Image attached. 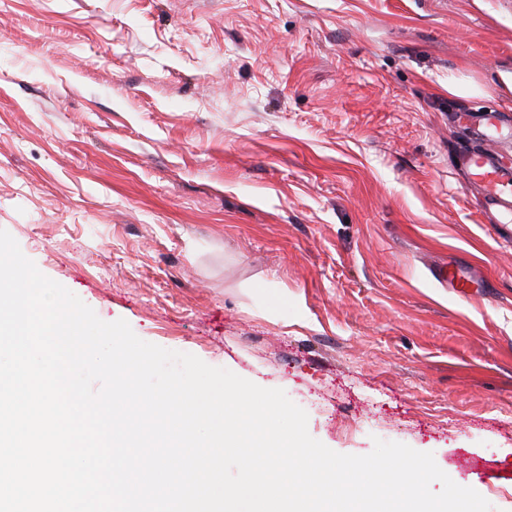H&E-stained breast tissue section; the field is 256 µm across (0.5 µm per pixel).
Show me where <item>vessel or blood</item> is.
<instances>
[{
    "instance_id": "obj_1",
    "label": "vessel or blood",
    "mask_w": 512,
    "mask_h": 512,
    "mask_svg": "<svg viewBox=\"0 0 512 512\" xmlns=\"http://www.w3.org/2000/svg\"><path fill=\"white\" fill-rule=\"evenodd\" d=\"M511 138L512 128L503 124L498 113H481L472 143L459 156L469 187L477 190L485 212L498 224L512 223V165L500 160L494 145ZM437 278L466 297L475 296L482 281L475 268L459 266L441 268Z\"/></svg>"
}]
</instances>
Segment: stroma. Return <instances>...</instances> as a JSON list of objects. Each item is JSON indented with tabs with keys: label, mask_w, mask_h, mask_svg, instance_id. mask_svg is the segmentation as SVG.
Returning <instances> with one entry per match:
<instances>
[{
	"label": "stroma",
	"mask_w": 512,
	"mask_h": 512,
	"mask_svg": "<svg viewBox=\"0 0 512 512\" xmlns=\"http://www.w3.org/2000/svg\"><path fill=\"white\" fill-rule=\"evenodd\" d=\"M511 74L512 0H0V229L328 448L433 453L512 512V224L454 120L512 126ZM437 278L442 285H448V288H453L457 294L466 297L476 296L478 289H474L475 286L485 281L475 268L451 265L441 268Z\"/></svg>",
	"instance_id": "1"
}]
</instances>
